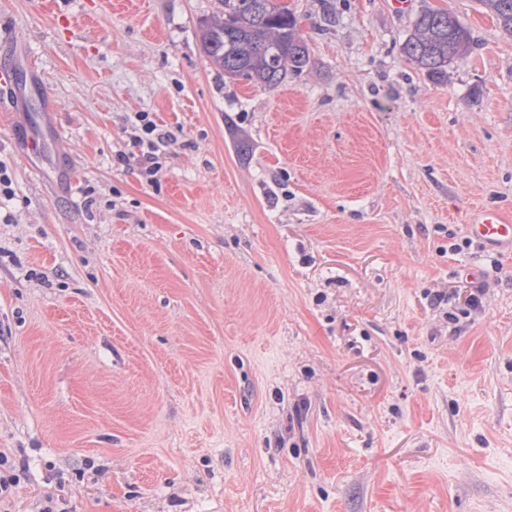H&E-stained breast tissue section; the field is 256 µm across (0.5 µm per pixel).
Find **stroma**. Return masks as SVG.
I'll use <instances>...</instances> for the list:
<instances>
[{
	"mask_svg": "<svg viewBox=\"0 0 512 512\" xmlns=\"http://www.w3.org/2000/svg\"><path fill=\"white\" fill-rule=\"evenodd\" d=\"M279 2L309 62L269 89L205 56L219 0H0L61 132L32 174L0 111V512H512V255L465 225L512 208V37ZM426 8L474 40L444 82ZM472 47L470 30L458 16L425 9L416 16L402 52L429 78L445 81L448 65L465 58ZM149 112H137L131 121L132 138L140 148L137 157L142 180L151 187L159 186V173L167 150L175 143L173 134L158 124ZM17 467L20 472L22 470L20 465H16L14 460L0 453V501L9 496L11 487L18 482Z\"/></svg>",
	"mask_w": 512,
	"mask_h": 512,
	"instance_id": "stroma-1",
	"label": "stroma"
}]
</instances>
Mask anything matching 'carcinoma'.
Segmentation results:
<instances>
[{
  "instance_id": "obj_1",
  "label": "carcinoma",
  "mask_w": 512,
  "mask_h": 512,
  "mask_svg": "<svg viewBox=\"0 0 512 512\" xmlns=\"http://www.w3.org/2000/svg\"><path fill=\"white\" fill-rule=\"evenodd\" d=\"M221 13L203 19L202 48L221 74L276 87L308 61L307 42L294 14L277 0H220ZM512 37V0H479ZM473 47L470 30L456 15L425 9L402 46L406 58L436 81L448 79V65Z\"/></svg>"
}]
</instances>
